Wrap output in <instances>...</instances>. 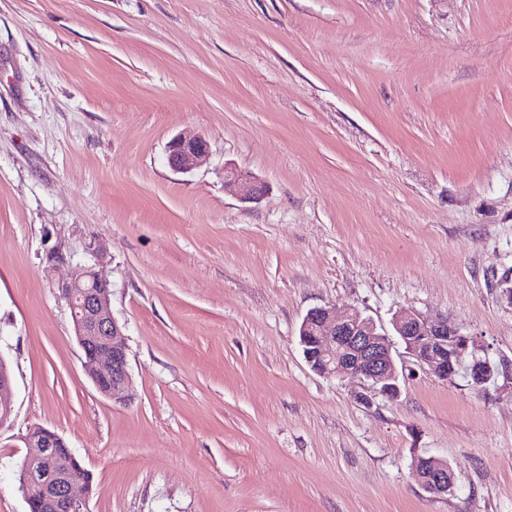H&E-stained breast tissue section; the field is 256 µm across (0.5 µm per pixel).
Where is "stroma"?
<instances>
[{"instance_id":"stroma-1","label":"stroma","mask_w":512,"mask_h":512,"mask_svg":"<svg viewBox=\"0 0 512 512\" xmlns=\"http://www.w3.org/2000/svg\"><path fill=\"white\" fill-rule=\"evenodd\" d=\"M177 135L207 164L173 171ZM92 245L126 325L115 398L58 291ZM510 276L512 0H0V512L27 510L37 425L87 512H512V381L399 349V396L366 404L298 341L315 307L388 334L407 310L512 362ZM224 177L229 183L236 184L240 196L246 202L259 199L265 192V186L255 177L242 173L233 167H224ZM11 386V374L6 362L0 359V425L7 422L12 415V406L7 396ZM425 475L422 477L423 488L435 497L448 496L455 486V478L448 469V463L436 457L429 456L423 459ZM422 457L414 462L418 469L422 467Z\"/></svg>"}]
</instances>
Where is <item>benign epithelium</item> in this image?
<instances>
[{
  "mask_svg": "<svg viewBox=\"0 0 512 512\" xmlns=\"http://www.w3.org/2000/svg\"><path fill=\"white\" fill-rule=\"evenodd\" d=\"M209 159L208 145L198 136L174 137L168 146V163L180 173H189ZM224 177L238 186L240 196L249 202L259 199L265 186L255 177L233 167H224ZM93 264H78L69 279L60 285L61 297L70 309L75 336L83 351L88 375L105 396L131 385L125 325L113 315L111 289L96 266L104 262L100 250L88 248ZM393 328L405 345L406 353L436 378L446 381L460 371L470 387L482 393L487 382L486 366L479 358L476 339L464 335L446 319L426 320L411 312H399ZM304 357L320 373L349 374L367 383L369 391L392 398L399 392V373L393 356V343L376 323L355 309L336 311L331 306L311 309L299 329ZM11 374L0 359V425L12 415L7 396ZM28 448L22 467V489L27 512H84L74 477L82 470L74 458L59 460L60 448L69 447L58 432L35 426L23 437ZM423 488L435 497L446 496L455 486L448 463L436 457L423 459Z\"/></svg>",
  "mask_w": 512,
  "mask_h": 512,
  "instance_id": "7a95c632",
  "label": "benign epithelium"
}]
</instances>
